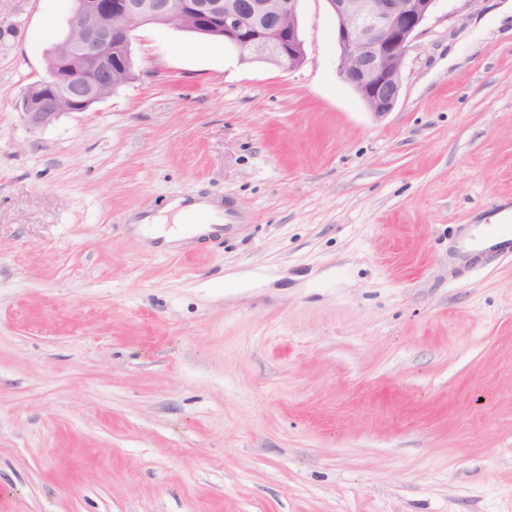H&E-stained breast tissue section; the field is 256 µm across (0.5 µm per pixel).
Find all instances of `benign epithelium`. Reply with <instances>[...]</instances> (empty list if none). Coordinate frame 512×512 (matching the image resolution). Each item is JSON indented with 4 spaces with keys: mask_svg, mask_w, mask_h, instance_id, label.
I'll list each match as a JSON object with an SVG mask.
<instances>
[{
    "mask_svg": "<svg viewBox=\"0 0 512 512\" xmlns=\"http://www.w3.org/2000/svg\"><path fill=\"white\" fill-rule=\"evenodd\" d=\"M300 0H76L69 36L47 76L23 94L29 129L88 111L115 91V75L134 70L131 44L145 25L170 27L186 17L192 30L221 33L249 61L295 69L305 60ZM436 0H327L336 23L337 71L381 119L402 91L407 54Z\"/></svg>",
    "mask_w": 512,
    "mask_h": 512,
    "instance_id": "1",
    "label": "benign epithelium"
}]
</instances>
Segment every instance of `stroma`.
Returning <instances> with one entry per match:
<instances>
[{
    "mask_svg": "<svg viewBox=\"0 0 512 512\" xmlns=\"http://www.w3.org/2000/svg\"><path fill=\"white\" fill-rule=\"evenodd\" d=\"M507 0H437L377 120L326 0L288 70L147 25L33 131L72 0H0V512H512ZM206 197L159 249L131 217Z\"/></svg>",
    "mask_w": 512,
    "mask_h": 512,
    "instance_id": "obj_1",
    "label": "stroma"
}]
</instances>
